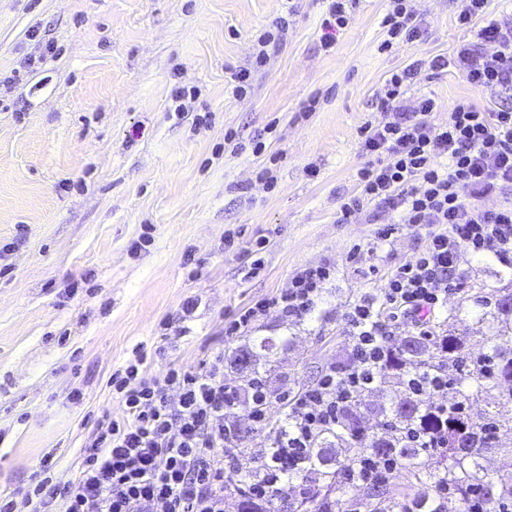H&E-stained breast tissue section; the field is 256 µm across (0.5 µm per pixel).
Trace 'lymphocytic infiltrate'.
Instances as JSON below:
<instances>
[{
    "mask_svg": "<svg viewBox=\"0 0 512 512\" xmlns=\"http://www.w3.org/2000/svg\"><path fill=\"white\" fill-rule=\"evenodd\" d=\"M382 26L386 52L422 35L410 0H388ZM476 31L477 44L452 57L417 60L393 72L378 94L381 119L359 130L366 162L339 221L354 223L370 204L390 213L391 221L372 242L354 245L351 259H371L404 226L425 232L427 244L414 260L387 271L380 293L351 304L344 368L327 364L313 385L276 396L259 376L227 380L223 352L191 366L169 363L157 378L149 373L145 347L134 348L108 381L121 416L106 411L95 420L72 479L61 483L46 475L27 486L29 512H224V495L238 493L242 472L251 475L252 504L272 512L315 441L379 381L396 345L393 322L408 318L418 335H432V318L461 288L464 255L512 271V24L492 19ZM450 67L473 89L495 94L499 106L465 100L446 121H431L434 100L409 96V86L422 69ZM334 274L327 261L300 269L284 290L233 312L224 322L225 338L248 335L272 312L285 321L303 318ZM275 404L282 412L274 422ZM240 405L246 408L242 420L231 414ZM246 421L276 430L269 442L244 448ZM398 465L394 453L366 448L353 474L366 486L386 483Z\"/></svg>",
    "mask_w": 512,
    "mask_h": 512,
    "instance_id": "obj_1",
    "label": "lymphocytic infiltrate"
}]
</instances>
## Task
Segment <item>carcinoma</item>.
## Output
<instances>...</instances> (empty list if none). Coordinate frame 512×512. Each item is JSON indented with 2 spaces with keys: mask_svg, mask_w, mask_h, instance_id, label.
Segmentation results:
<instances>
[{
  "mask_svg": "<svg viewBox=\"0 0 512 512\" xmlns=\"http://www.w3.org/2000/svg\"><path fill=\"white\" fill-rule=\"evenodd\" d=\"M475 304L478 310L473 312L472 324L479 329L487 327L486 340L512 335V282L495 289L494 303L477 298ZM462 313L463 308L459 307L438 319L430 339L409 335L400 340L381 377L383 384L390 379L396 380L391 407L379 408L381 433L373 436L368 445L377 453L388 448L396 449L402 460L401 468L426 490L440 482H448L454 491L456 512H467L469 494L475 488L493 502L512 497V479L495 478L483 465L487 455L499 449L498 441L476 437L486 425L496 434L502 430L512 431V396L508 397L507 403L484 409L474 416L453 411L457 404L479 400L490 388L502 384L512 386V352L507 354L492 347L486 357L493 361V368L486 375L478 368L466 367L463 342L448 333L449 324L463 320ZM450 367L461 368V373L448 390V421L444 427L446 448L438 456L424 460L418 449L402 441L400 432L408 424L422 421L434 424L436 418L431 415L430 399L413 397L402 391L400 384L404 375L411 371ZM364 401L362 397L357 405L345 409L339 428L322 437L308 454L302 472L312 490L289 503V512H341L353 501L365 512H388L390 509L398 512L403 508L405 495L392 483L368 486L353 501L345 498L348 489L355 485L347 471L359 451L356 438L366 430L360 413Z\"/></svg>",
  "mask_w": 512,
  "mask_h": 512,
  "instance_id": "cac0c4a2",
  "label": "carcinoma"
}]
</instances>
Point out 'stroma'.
<instances>
[{"mask_svg": "<svg viewBox=\"0 0 512 512\" xmlns=\"http://www.w3.org/2000/svg\"><path fill=\"white\" fill-rule=\"evenodd\" d=\"M386 5L359 0L327 49L326 0H0V492L23 491L47 455L56 480L71 478L97 416L121 413L107 387L112 369L153 344L187 298L200 306L155 356L152 375L220 350L229 377L257 373L279 393L346 356L351 303L379 292L384 271L424 244L405 230L377 258V273L350 262L352 246L389 220L371 204L355 223L336 221L365 162L358 130L378 119L391 72L476 40L455 23L462 0H414L420 40L381 52ZM282 15L287 40L254 73L250 93L234 96V73L251 67L257 37ZM41 38L57 55L28 68ZM177 85L197 91L179 121L169 114ZM410 92L434 98L435 122L463 99L493 104L454 71L418 76ZM205 112L209 124L196 127ZM259 133L266 150L256 155ZM265 167L274 187L256 178ZM145 224L154 241L134 250ZM233 229L241 235L228 249ZM263 235L264 267L252 277V244ZM324 260L336 277L314 313L290 323L272 313L251 335L225 341L235 308ZM504 275L466 259L449 307L472 309V296ZM264 337L272 349L243 360L242 349ZM76 388L79 405L67 400Z\"/></svg>", "mask_w": 512, "mask_h": 512, "instance_id": "1", "label": "stroma"}]
</instances>
